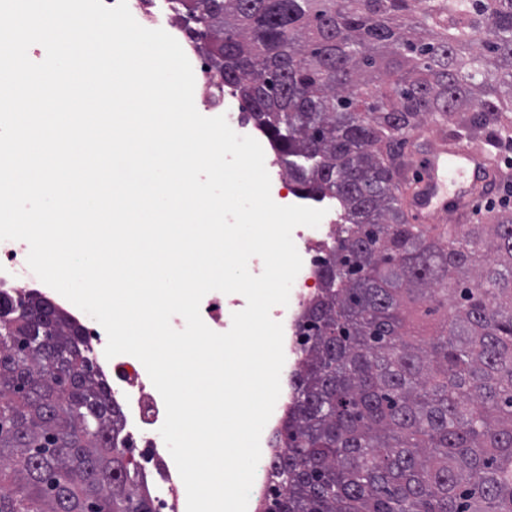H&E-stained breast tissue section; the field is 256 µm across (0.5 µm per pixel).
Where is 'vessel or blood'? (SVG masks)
I'll return each instance as SVG.
<instances>
[{"mask_svg":"<svg viewBox=\"0 0 512 512\" xmlns=\"http://www.w3.org/2000/svg\"><path fill=\"white\" fill-rule=\"evenodd\" d=\"M411 179L413 188L401 199L411 223L428 227L446 213L462 222L491 182L489 160L482 149L440 135L426 143Z\"/></svg>","mask_w":512,"mask_h":512,"instance_id":"obj_1","label":"vessel or blood"}]
</instances>
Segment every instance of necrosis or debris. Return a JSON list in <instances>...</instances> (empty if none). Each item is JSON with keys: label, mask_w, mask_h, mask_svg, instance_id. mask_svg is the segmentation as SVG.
Here are the masks:
<instances>
[{"label": "necrosis or debris", "mask_w": 512, "mask_h": 512, "mask_svg": "<svg viewBox=\"0 0 512 512\" xmlns=\"http://www.w3.org/2000/svg\"><path fill=\"white\" fill-rule=\"evenodd\" d=\"M128 7L143 27L161 28L170 35H181L182 29L172 18L176 14L173 0H128ZM335 216H325L318 227H296L292 233L294 244L303 260L290 293L288 305L274 306L271 316L283 326L285 355H297L296 324L304 303L314 295L319 286L318 246L331 234ZM28 247L17 240L0 241V288L21 292L27 290L26 282L15 274L17 268L26 267ZM87 342L92 356L110 384L123 417V427L131 446H142L143 463L140 471L153 491L160 512H186V491L176 465L159 433L165 420V406L159 392L152 384L142 363L133 356L119 355L106 358L104 349L107 334L104 328L87 330ZM282 419L272 413L260 439L261 465L255 475L250 492L253 501L247 512H258L256 499L264 496L273 477L271 461L279 440Z\"/></svg>", "instance_id": "1"}]
</instances>
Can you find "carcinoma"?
<instances>
[{
    "instance_id": "carcinoma-1",
    "label": "carcinoma",
    "mask_w": 512,
    "mask_h": 512,
    "mask_svg": "<svg viewBox=\"0 0 512 512\" xmlns=\"http://www.w3.org/2000/svg\"><path fill=\"white\" fill-rule=\"evenodd\" d=\"M185 8L297 194L338 215L262 512H512V209L429 230L397 195L428 119L512 143V0ZM412 306L445 308L434 335ZM1 324L0 512H154L85 329L34 292L0 294Z\"/></svg>"
}]
</instances>
